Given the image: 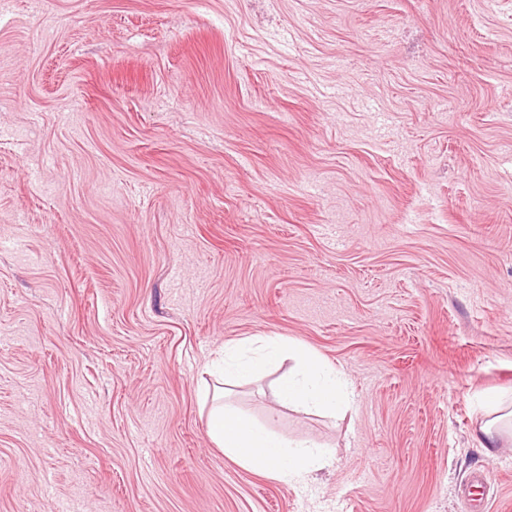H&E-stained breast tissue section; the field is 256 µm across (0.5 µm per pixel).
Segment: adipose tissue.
Listing matches in <instances>:
<instances>
[{
    "mask_svg": "<svg viewBox=\"0 0 512 512\" xmlns=\"http://www.w3.org/2000/svg\"><path fill=\"white\" fill-rule=\"evenodd\" d=\"M247 346L253 357L242 361L235 346L223 349L224 368L247 376L264 366L290 357L295 362L293 373L278 387L279 400L324 416L352 408L355 401L349 377L335 366L322 360L312 348L278 337H254ZM482 422L474 439L479 447H498L504 432L512 429V399L497 396L483 407ZM207 434L225 455L241 467L262 471L282 483L303 481L313 470L329 464L331 456L320 443L294 440L257 425L250 417L226 403L224 395L213 398L208 413Z\"/></svg>",
    "mask_w": 512,
    "mask_h": 512,
    "instance_id": "1",
    "label": "adipose tissue"
}]
</instances>
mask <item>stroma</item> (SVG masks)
<instances>
[{
	"instance_id": "stroma-1",
	"label": "stroma",
	"mask_w": 512,
	"mask_h": 512,
	"mask_svg": "<svg viewBox=\"0 0 512 512\" xmlns=\"http://www.w3.org/2000/svg\"><path fill=\"white\" fill-rule=\"evenodd\" d=\"M253 336L353 383L227 384L307 482L208 437ZM509 388L512 0H0V512H512ZM246 345L254 357L244 362L239 347L224 344V372L248 376L288 355L295 361V367L278 387L277 395L282 403L324 416H336L352 408L355 393L351 380L322 360L312 348L279 337H253ZM483 418L480 426L474 434V440L479 448H486L492 453L491 448H498L500 438L509 428L512 431V395H498L490 404L482 408Z\"/></svg>"
}]
</instances>
